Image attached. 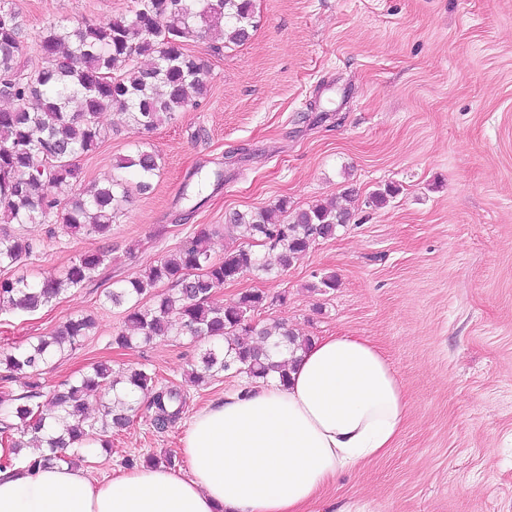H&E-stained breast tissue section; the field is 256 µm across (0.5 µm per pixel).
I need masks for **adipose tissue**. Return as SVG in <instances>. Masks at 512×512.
Wrapping results in <instances>:
<instances>
[{"label":"adipose tissue","instance_id":"obj_1","mask_svg":"<svg viewBox=\"0 0 512 512\" xmlns=\"http://www.w3.org/2000/svg\"><path fill=\"white\" fill-rule=\"evenodd\" d=\"M410 402L360 336L312 343L288 380L226 394L188 421L185 468L93 477L64 462L0 471V512H310L339 475L386 453Z\"/></svg>","mask_w":512,"mask_h":512}]
</instances>
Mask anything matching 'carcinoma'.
I'll return each instance as SVG.
<instances>
[{
    "label": "carcinoma",
    "mask_w": 512,
    "mask_h": 512,
    "mask_svg": "<svg viewBox=\"0 0 512 512\" xmlns=\"http://www.w3.org/2000/svg\"><path fill=\"white\" fill-rule=\"evenodd\" d=\"M129 14L103 22L72 21V25L47 23L35 36L44 66L27 72L19 65L24 49L19 11L12 0H0V97L13 106L0 110V223L61 224L73 235H111L122 204L131 191L146 193L160 170L159 155L142 144L119 158L115 168L131 170L136 182L113 175L105 185L81 186L79 158L95 151L107 132L99 116L114 109L135 127L151 132L195 108L209 92L208 69L188 52V42L213 35L224 46L242 45L257 28L252 0H134ZM79 102V110L70 104ZM76 186L77 192L60 197L59 186ZM239 232L241 245L212 258L209 233L201 229L186 237L179 249L141 270L122 284L104 290L106 301L125 307L129 335L121 332L113 343L130 349L139 343L171 334H183L214 343L191 369L188 381L199 387L212 377L231 371L251 379H264L270 371L288 377L290 361H271L283 348L304 347L286 322L274 320L260 326L254 312L267 296L261 291L243 294L237 303L224 305L214 299L215 289L247 272L268 275L284 271L318 239L332 237L350 224L348 208L316 204L288 213V200L226 216ZM268 243L272 256L252 249V242ZM31 242L0 237V268H9L33 252ZM109 254L80 255L57 276L39 280L24 277L0 280V305L34 312L69 288H83L98 281ZM171 288L163 291L162 285ZM89 316L67 319L49 336L0 358L9 373L29 375L28 390L16 396L0 391V442L12 453L0 469L17 464L37 467L55 460L75 462L60 450L82 446L94 430H120L130 423L140 394L150 395L156 409V427L164 430L181 415V391L144 369L112 375L105 363H96L67 389L55 392L50 405L34 402L41 397L40 365L57 352L73 349L94 328ZM262 336L266 345H253ZM96 398L102 416L89 420L88 405ZM40 442L33 459L19 455L23 442L13 432Z\"/></svg>",
    "instance_id": "obj_1"
}]
</instances>
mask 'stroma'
Returning a JSON list of instances; mask_svg holds the SVG:
<instances>
[{
  "label": "stroma",
  "instance_id": "obj_1",
  "mask_svg": "<svg viewBox=\"0 0 512 512\" xmlns=\"http://www.w3.org/2000/svg\"><path fill=\"white\" fill-rule=\"evenodd\" d=\"M26 70L48 21L101 22L133 0H14ZM250 40L224 47L205 37L190 51L210 69L194 109L152 133L118 112L80 160L84 184L105 183L133 143L161 158L152 192L133 194L109 238L57 224H0L37 249L0 279L63 273L76 257L109 252L97 285L73 288L34 313L0 309V354L49 335L67 318L96 325L75 350L41 366L62 388L94 363L113 373L143 367L182 388L180 420L166 431L141 403L103 448L83 452L98 478L129 455L173 454L193 413L248 382L229 372L196 387L187 373L209 344L170 336L131 349L113 345L124 311L104 288L174 253L206 228L213 259L239 244L229 212L288 201L305 209L352 192V219L316 241L285 272L242 275L217 289L230 305L265 293L254 319L288 320L299 336H362L392 364L411 402L394 448L340 476L319 512H512V0H254ZM393 187L386 204L375 191ZM336 276L327 291L316 277Z\"/></svg>",
  "mask_w": 512,
  "mask_h": 512
}]
</instances>
